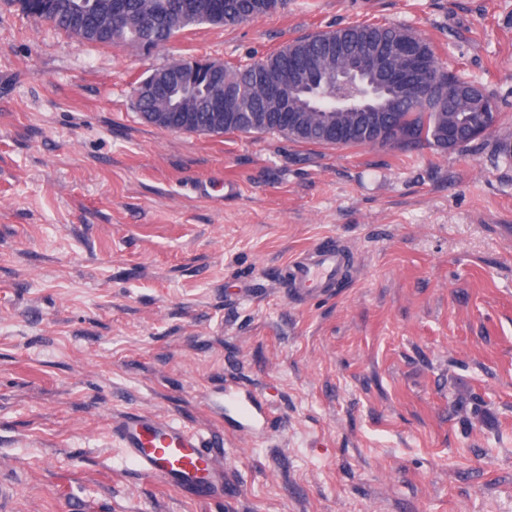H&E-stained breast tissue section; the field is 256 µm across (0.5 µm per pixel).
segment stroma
<instances>
[{
  "instance_id": "stroma-1",
  "label": "stroma",
  "mask_w": 512,
  "mask_h": 512,
  "mask_svg": "<svg viewBox=\"0 0 512 512\" xmlns=\"http://www.w3.org/2000/svg\"><path fill=\"white\" fill-rule=\"evenodd\" d=\"M405 26L490 90L465 147L178 133L134 87L175 58L256 62L347 25ZM512 0H290L148 52L0 0V476L14 512H512ZM349 257L300 301L285 267ZM267 401L243 441L225 386ZM224 436L237 486L188 500L130 472L114 413ZM345 260L336 240L327 237L289 264L284 277L286 288L297 299L324 295L336 288Z\"/></svg>"
}]
</instances>
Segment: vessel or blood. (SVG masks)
Returning <instances> with one entry per match:
<instances>
[{
    "label": "vessel or blood",
    "instance_id": "b4317fda",
    "mask_svg": "<svg viewBox=\"0 0 512 512\" xmlns=\"http://www.w3.org/2000/svg\"><path fill=\"white\" fill-rule=\"evenodd\" d=\"M345 260L335 239L325 238L289 264L284 283L298 299L326 294L335 288ZM110 435L139 476L185 498L220 502L233 491L219 440L199 428L138 409L113 416Z\"/></svg>",
    "mask_w": 512,
    "mask_h": 512
}]
</instances>
